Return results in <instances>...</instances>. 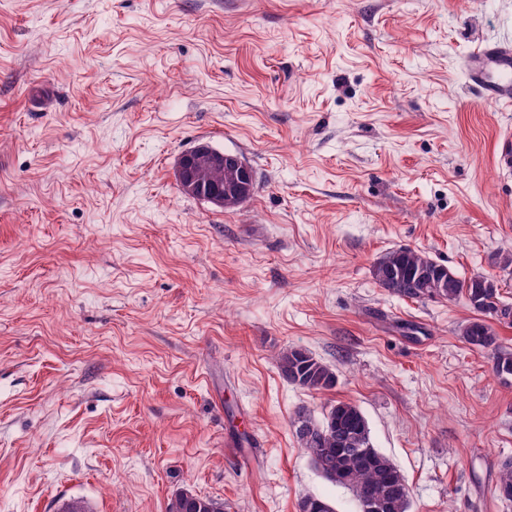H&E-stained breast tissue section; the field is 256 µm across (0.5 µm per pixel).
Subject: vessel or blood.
Masks as SVG:
<instances>
[{"instance_id":"obj_1","label":"vessel or blood","mask_w":512,"mask_h":512,"mask_svg":"<svg viewBox=\"0 0 512 512\" xmlns=\"http://www.w3.org/2000/svg\"><path fill=\"white\" fill-rule=\"evenodd\" d=\"M464 68L485 101L512 107V42L479 46L467 57Z\"/></svg>"}]
</instances>
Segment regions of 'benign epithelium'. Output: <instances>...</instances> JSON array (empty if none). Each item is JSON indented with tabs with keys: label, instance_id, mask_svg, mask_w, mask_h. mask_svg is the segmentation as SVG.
<instances>
[{
	"label": "benign epithelium",
	"instance_id": "1",
	"mask_svg": "<svg viewBox=\"0 0 512 512\" xmlns=\"http://www.w3.org/2000/svg\"><path fill=\"white\" fill-rule=\"evenodd\" d=\"M206 167L224 168L233 173V180L222 188L213 187L202 194V171ZM251 175V166L242 156L216 150L207 143H199L183 152L176 169V178L184 193L220 209L229 203L239 204L249 197L250 190L246 189L245 182Z\"/></svg>",
	"mask_w": 512,
	"mask_h": 512
}]
</instances>
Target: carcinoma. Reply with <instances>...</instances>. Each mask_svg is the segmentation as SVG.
<instances>
[{
	"instance_id": "obj_1",
	"label": "carcinoma",
	"mask_w": 512,
	"mask_h": 512,
	"mask_svg": "<svg viewBox=\"0 0 512 512\" xmlns=\"http://www.w3.org/2000/svg\"><path fill=\"white\" fill-rule=\"evenodd\" d=\"M397 270H418L423 273V281L398 277ZM373 276L380 287L412 300L452 302L466 297L476 317L461 327V339L471 346L493 351V367L498 376L512 375V349L499 343L497 333L487 322L490 318L512 325V304L502 300L492 278L479 275L466 282L448 266L409 247L394 249L380 258L374 265ZM277 363L289 382L310 392H322L336 385L334 370L305 350H283L277 355ZM305 421L311 422L313 428L297 437L313 466L320 465L328 472L339 461L341 482L337 486L349 490L356 502L370 497L384 502V512H410L406 478L389 457L374 447L368 420L358 406L338 401L320 421L300 408L295 412L292 426L297 428ZM495 492L500 499L505 492L512 494L511 460L502 464ZM167 512H224V504L185 489L171 498Z\"/></svg>"
}]
</instances>
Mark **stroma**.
Wrapping results in <instances>:
<instances>
[{
    "mask_svg": "<svg viewBox=\"0 0 512 512\" xmlns=\"http://www.w3.org/2000/svg\"><path fill=\"white\" fill-rule=\"evenodd\" d=\"M512 0H0V512H358L291 419L364 412L410 512H512V378L463 342L465 299L375 283L410 247L512 303V111L463 62ZM205 141L253 195L175 167ZM307 350L335 388L275 356ZM206 167H221L233 173V180L224 183L223 170H211L205 172L203 181L207 184H217L223 188L213 187L206 194H200L202 189V171ZM251 166L238 154L227 153L212 148L208 143H199L191 149L183 152L178 159L176 178L181 190L188 194L198 196L203 201L224 209L229 203L239 204L249 197L250 189H246L243 182L250 180ZM254 179L252 185L253 194L255 188ZM249 197V198H250ZM282 375L310 392H322L336 385V373L305 350L289 348L277 355ZM167 512H224V504L185 489L171 498L167 505Z\"/></svg>",
    "mask_w": 512,
    "mask_h": 512,
    "instance_id": "35a3bbf8",
    "label": "stroma"
}]
</instances>
